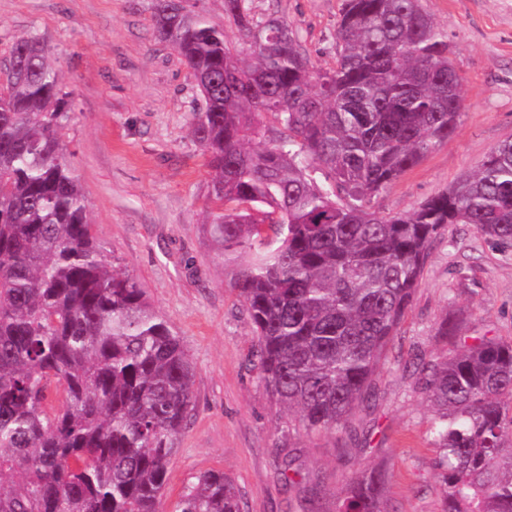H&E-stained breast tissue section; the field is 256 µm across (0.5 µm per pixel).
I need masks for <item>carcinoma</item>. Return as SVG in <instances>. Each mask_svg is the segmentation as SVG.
I'll use <instances>...</instances> for the list:
<instances>
[{"mask_svg":"<svg viewBox=\"0 0 512 512\" xmlns=\"http://www.w3.org/2000/svg\"><path fill=\"white\" fill-rule=\"evenodd\" d=\"M252 38L155 0V38L192 71L191 132L213 171L210 234L248 255L237 291L262 380L290 427L347 428L373 396L434 241L469 224L512 250V140L407 215L370 200L436 150L464 112L448 36L419 0H343L336 65L250 0ZM0 92V512H159L195 369L171 326L104 258L58 129L69 119L45 42L20 36ZM280 129L275 139L261 117ZM434 413L440 512H512V342L458 339L418 363ZM61 405L48 408L52 382ZM388 469L357 472L336 512H386ZM178 512H242L221 470Z\"/></svg>","mask_w":512,"mask_h":512,"instance_id":"obj_1","label":"carcinoma"}]
</instances>
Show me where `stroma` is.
I'll use <instances>...</instances> for the list:
<instances>
[{"label":"stroma","instance_id":"obj_1","mask_svg":"<svg viewBox=\"0 0 512 512\" xmlns=\"http://www.w3.org/2000/svg\"><path fill=\"white\" fill-rule=\"evenodd\" d=\"M261 19L288 22L318 65L336 60L342 0H251ZM448 35L463 79L465 110L447 142L375 195L377 211L400 215L477 168L512 138V0H420ZM154 0H0V90L14 39L35 34L68 95L58 130L79 177L93 233L113 266L134 278L181 337L195 368V407L177 439L160 508L175 512L197 476L221 470L244 512H304L306 490L322 512L352 476L387 464L388 512H439L430 428L417 387L420 358L449 354L437 334L456 318L462 336L512 339V251L473 226L452 224L432 245L423 277L375 374L374 395L346 430L305 435L266 388L256 338L237 296L243 255L217 250L205 222L211 173L190 131L201 97L190 69L152 29ZM300 452L304 481L281 471Z\"/></svg>","mask_w":512,"mask_h":512}]
</instances>
